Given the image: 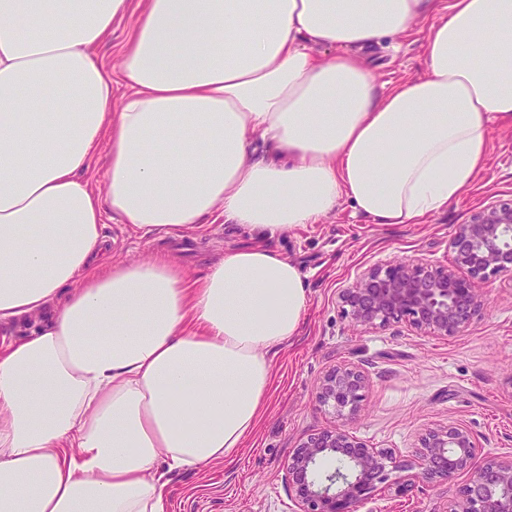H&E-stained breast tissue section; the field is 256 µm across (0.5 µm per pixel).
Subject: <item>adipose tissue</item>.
I'll return each mask as SVG.
<instances>
[{
    "label": "adipose tissue",
    "mask_w": 512,
    "mask_h": 512,
    "mask_svg": "<svg viewBox=\"0 0 512 512\" xmlns=\"http://www.w3.org/2000/svg\"><path fill=\"white\" fill-rule=\"evenodd\" d=\"M132 11L108 67L96 50ZM419 18L420 74L379 88L358 49ZM496 123L512 0H0V326L44 317L0 336V512H166L169 473L255 433L300 328L303 273L267 239L342 199L378 224L446 210ZM111 213L165 233L217 215L259 241L201 275L115 262Z\"/></svg>",
    "instance_id": "obj_1"
}]
</instances>
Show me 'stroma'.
Here are the masks:
<instances>
[{"instance_id":"stroma-1","label":"stroma","mask_w":512,"mask_h":512,"mask_svg":"<svg viewBox=\"0 0 512 512\" xmlns=\"http://www.w3.org/2000/svg\"><path fill=\"white\" fill-rule=\"evenodd\" d=\"M426 27L415 22L409 35L363 49L378 86L387 89L420 73ZM510 200L512 126L496 125L486 172L442 213L417 224H377L343 200L317 223L270 240L305 277L301 326L276 357L274 389L256 434L224 462L173 474L165 489L168 512H294L285 482L288 459L301 439L334 426L315 389L327 371L344 363L367 377L349 421L367 447L409 459L429 430L462 425L480 457L512 456L511 276L482 284L483 314L455 336H420L402 323L356 329L339 306L340 290L376 265L413 254L447 265L454 226L467 223L480 206ZM103 234L113 258L169 254L197 274L212 254L249 241L220 220L202 230L146 235L110 218ZM463 481L460 475L436 486L392 480L356 512H444Z\"/></svg>"}]
</instances>
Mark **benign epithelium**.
I'll return each instance as SVG.
<instances>
[{
  "label": "benign epithelium",
  "mask_w": 512,
  "mask_h": 512,
  "mask_svg": "<svg viewBox=\"0 0 512 512\" xmlns=\"http://www.w3.org/2000/svg\"><path fill=\"white\" fill-rule=\"evenodd\" d=\"M449 249L446 266L412 255L357 276L339 292L351 325L403 321L423 336L464 332L484 306L480 285L499 274L512 275V202L488 204L468 223L456 225ZM366 383L364 372L351 364L338 365L320 379L316 400L339 423L309 434L288 460L285 481L297 512H352L393 472L405 482L433 485L465 475L445 512H512V457L477 463L475 439L464 426L429 431L410 462L358 441L345 417L357 410ZM328 458L338 465L321 469Z\"/></svg>",
  "instance_id": "1"
}]
</instances>
